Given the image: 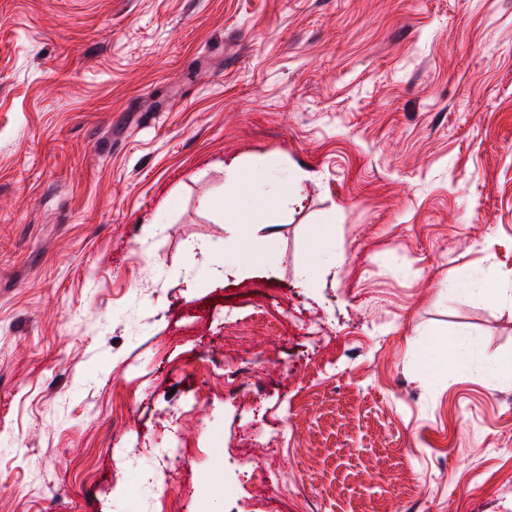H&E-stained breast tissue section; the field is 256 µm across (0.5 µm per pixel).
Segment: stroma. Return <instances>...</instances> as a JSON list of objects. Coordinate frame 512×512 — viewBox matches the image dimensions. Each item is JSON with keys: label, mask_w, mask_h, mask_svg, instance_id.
Here are the masks:
<instances>
[{"label": "stroma", "mask_w": 512, "mask_h": 512, "mask_svg": "<svg viewBox=\"0 0 512 512\" xmlns=\"http://www.w3.org/2000/svg\"><path fill=\"white\" fill-rule=\"evenodd\" d=\"M503 359L512 0H0V512H512ZM272 192L278 193L279 201L286 206L299 202V196L290 199L283 191L282 178L232 157L224 161V206L223 201L212 199L204 200L203 205L209 209L223 208L225 241L234 244L252 236V224L265 210ZM327 277L336 279V266L310 259L300 269L297 286L299 288H314L319 279Z\"/></svg>", "instance_id": "1"}]
</instances>
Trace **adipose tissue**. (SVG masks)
<instances>
[{"label":"adipose tissue","instance_id":"ef3b65f1","mask_svg":"<svg viewBox=\"0 0 512 512\" xmlns=\"http://www.w3.org/2000/svg\"><path fill=\"white\" fill-rule=\"evenodd\" d=\"M279 193L281 203H289L282 180L270 171L245 164L241 159L224 162V230L229 243L251 237L257 216L267 205L270 193Z\"/></svg>","mask_w":512,"mask_h":512}]
</instances>
